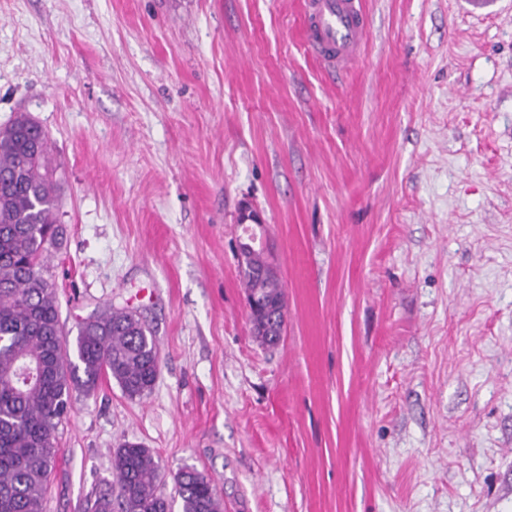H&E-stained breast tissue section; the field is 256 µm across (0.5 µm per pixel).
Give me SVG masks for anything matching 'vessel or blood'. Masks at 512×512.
Segmentation results:
<instances>
[{
    "mask_svg": "<svg viewBox=\"0 0 512 512\" xmlns=\"http://www.w3.org/2000/svg\"><path fill=\"white\" fill-rule=\"evenodd\" d=\"M306 41L324 67L339 72L358 59L366 36L362 0H304Z\"/></svg>",
    "mask_w": 512,
    "mask_h": 512,
    "instance_id": "obj_1",
    "label": "vessel or blood"
}]
</instances>
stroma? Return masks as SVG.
Instances as JSON below:
<instances>
[{"label": "stroma", "mask_w": 512, "mask_h": 512, "mask_svg": "<svg viewBox=\"0 0 512 512\" xmlns=\"http://www.w3.org/2000/svg\"><path fill=\"white\" fill-rule=\"evenodd\" d=\"M364 6L330 74L302 0H0V126L28 113L57 169L61 319L129 308L160 351L143 398L73 392L43 512H85L125 441L224 512H512V0ZM254 249L255 246L253 244V238H248L247 236L245 239L239 240L238 250L241 262L240 270L242 273H244L245 270L247 269L244 259L248 255V253ZM241 272L239 271V275L242 277L243 282L245 283L246 288L249 291V294L254 292L262 294L263 301L266 303V306L274 307L278 302L279 298L281 297V295L283 294L281 282L280 280H278L277 275L273 274L263 278H256L249 274H241ZM284 308V297H282L280 298L279 303L275 307L276 312L272 316V320L269 326H273V329L277 330L278 336H272L271 334L270 336H255L256 339H258L262 344L267 346H274L279 342L284 325H281L279 327L280 319H277V324H275V322L276 316L284 312Z\"/></svg>", "instance_id": "1"}]
</instances>
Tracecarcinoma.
<instances>
[{
    "label": "carcinoma",
    "instance_id": "1",
    "mask_svg": "<svg viewBox=\"0 0 512 512\" xmlns=\"http://www.w3.org/2000/svg\"><path fill=\"white\" fill-rule=\"evenodd\" d=\"M48 142L24 113L0 127V512H43L72 392L90 395L113 379L128 398H141L159 373L153 334L122 308L80 322L67 347L49 265L58 227ZM242 279L270 307L282 295L275 274ZM112 468L118 494L99 491L87 512H172L177 499L181 512H222L214 481L194 467L181 468L173 495L164 494L158 458L138 443L115 449Z\"/></svg>",
    "mask_w": 512,
    "mask_h": 512
}]
</instances>
